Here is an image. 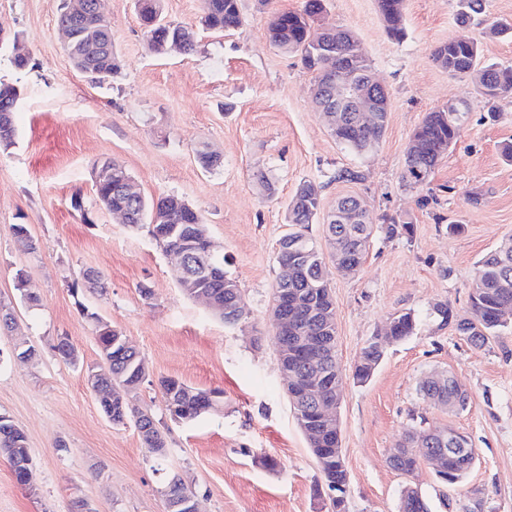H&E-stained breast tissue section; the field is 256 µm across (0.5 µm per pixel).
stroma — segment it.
<instances>
[{"instance_id": "stroma-1", "label": "stroma", "mask_w": 512, "mask_h": 512, "mask_svg": "<svg viewBox=\"0 0 512 512\" xmlns=\"http://www.w3.org/2000/svg\"><path fill=\"white\" fill-rule=\"evenodd\" d=\"M305 4L241 0V26L219 32L201 25L202 0H163L166 18L196 33L195 51L183 55L149 49L135 0H102L119 70L98 85L65 51L61 0H0V81L21 92L14 141L0 148V305L15 317L0 329V414L25 432L34 480L19 486L0 459V512H73L79 501L91 512H167L162 490L171 472L193 490L199 512H332L316 493L322 474L285 391L270 320L283 273L278 243L292 229L288 202L304 181L327 209L340 196L361 197L373 226L360 267L329 272L345 379L346 512H398L409 483L431 512H512V333L477 349L433 310L445 303L455 319L472 318L477 260L512 239V162L502 153L512 143V94L486 101L475 82L432 57L441 43L461 39L478 44L482 63L512 67V0H484L464 23L460 0H404L399 38L377 0H324L315 26L354 32L390 97L380 143L362 156L313 111L312 73L267 37L272 11ZM496 25L510 34L492 36ZM17 38L29 55L22 69L13 64ZM463 95L471 112L457 140L427 185H406L414 130ZM205 144L219 151V167L199 164ZM106 160L120 162L145 198L175 195L201 214L242 290L246 319L225 325L184 295L149 225L125 224L99 205L94 169ZM345 168L360 180H336ZM260 172L274 195L257 184ZM392 223L411 231L389 235ZM16 224L27 226L35 251L17 246ZM454 224L462 232H451ZM20 270L37 303L21 299ZM89 270L101 273L104 290L85 287ZM405 311L416 316L415 333L387 342L370 381L357 383L362 349ZM101 321L148 365L136 403L164 432V459L144 448L133 425H112L87 385L101 360ZM63 339L76 362L56 356ZM29 346L37 357L20 359ZM435 371L465 385L464 412L448 413L418 392ZM166 377L221 391L220 408L192 422L173 419L159 385ZM423 423L468 437L476 460L462 483L442 485L426 464L410 476L389 466L404 431ZM268 457L275 467L265 466Z\"/></svg>"}]
</instances>
